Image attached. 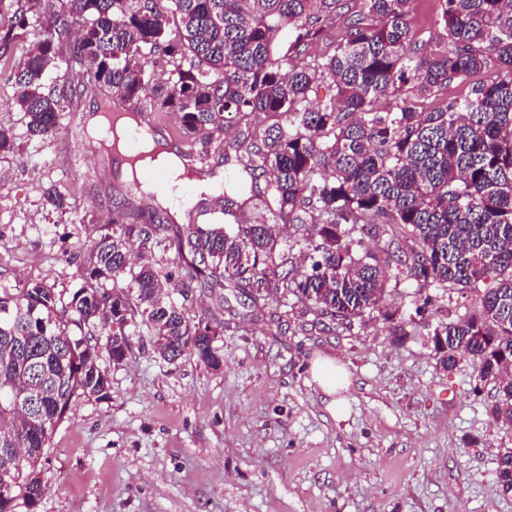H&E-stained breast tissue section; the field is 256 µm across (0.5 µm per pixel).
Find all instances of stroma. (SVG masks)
<instances>
[{
  "instance_id": "stroma-1",
  "label": "stroma",
  "mask_w": 512,
  "mask_h": 512,
  "mask_svg": "<svg viewBox=\"0 0 512 512\" xmlns=\"http://www.w3.org/2000/svg\"><path fill=\"white\" fill-rule=\"evenodd\" d=\"M406 22L419 48L445 42L436 0H416ZM17 88L0 69V126L16 150L0 154V288L41 282L69 294L84 281L85 255L107 233L113 204L129 197L124 161L98 154L83 117L99 94L44 138L30 137ZM57 188L69 206L47 204ZM388 281L383 304L410 318L390 336L380 317L323 328L302 304L268 297L256 312L234 290L192 289L193 316L224 323L214 369L186 355L162 360L148 335L122 362L99 358L108 399H80L56 427L42 459L37 512H512L495 476L512 426L494 423L492 385L476 365L444 368L429 329L466 319L479 294ZM331 359L349 373L334 418L312 376Z\"/></svg>"
}]
</instances>
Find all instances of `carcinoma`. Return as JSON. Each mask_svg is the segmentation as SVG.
Listing matches in <instances>:
<instances>
[{"label": "carcinoma", "instance_id": "cac0c4a2", "mask_svg": "<svg viewBox=\"0 0 512 512\" xmlns=\"http://www.w3.org/2000/svg\"><path fill=\"white\" fill-rule=\"evenodd\" d=\"M37 2L35 40L14 64L30 136H46L77 103L46 87L63 65L75 87L127 101L131 122L147 111L179 115L192 168L245 149L228 185L254 188L267 175L272 205L268 224L229 203L208 223L172 232L153 209L127 211L125 199L87 255L81 288L66 298L42 283L0 289V512H13L19 496L35 512L55 427L76 400L108 397L98 337L116 363L143 328L165 361L224 363L214 346L224 323L166 297L172 273L139 252L151 237L175 253L190 288H248L257 310L271 295L292 297L320 322L376 311L393 336L405 319L381 311L387 279L480 291L469 318L428 335L443 367L477 364V380L494 383L488 415L512 424V0H437L446 42L429 54L414 49L406 23L414 0H362L377 24H350L333 54L303 67L291 55L319 40L336 0ZM26 13L17 3L15 22L0 28V57L27 38ZM492 63L498 79L472 81ZM327 80L334 94L312 105ZM453 82L470 84L465 98L418 110ZM226 113L246 126L261 114L274 122L245 147L215 146ZM282 224L299 236L282 242ZM392 225L410 230L411 243L389 238L381 259L364 236ZM496 481L512 494V448L497 457Z\"/></svg>", "mask_w": 512, "mask_h": 512}]
</instances>
